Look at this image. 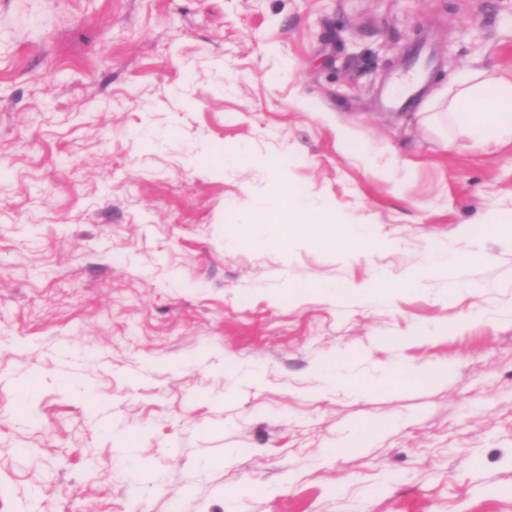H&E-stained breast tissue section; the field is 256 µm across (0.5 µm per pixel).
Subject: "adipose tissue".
I'll return each instance as SVG.
<instances>
[{"label": "adipose tissue", "mask_w": 512, "mask_h": 512, "mask_svg": "<svg viewBox=\"0 0 512 512\" xmlns=\"http://www.w3.org/2000/svg\"><path fill=\"white\" fill-rule=\"evenodd\" d=\"M463 126L474 138L488 141L512 138V83L492 78H467L460 81L445 111L430 112L426 122L442 120ZM344 219L331 210L312 204L301 194L288 199L271 198L244 224L247 235L270 233L281 227L282 240H292L311 246L340 242L350 248H375L376 243L357 232L345 231Z\"/></svg>", "instance_id": "1"}]
</instances>
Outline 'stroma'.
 <instances>
[{
  "label": "stroma",
  "instance_id": "obj_1",
  "mask_svg": "<svg viewBox=\"0 0 512 512\" xmlns=\"http://www.w3.org/2000/svg\"><path fill=\"white\" fill-rule=\"evenodd\" d=\"M481 72L512 0H0V512H512V142L420 121ZM277 188L383 247L239 240ZM413 70L419 72L418 78L403 91L388 89L382 94V104L386 109L403 111L409 108L424 92L425 78L433 64V55L425 46L415 50ZM480 257L481 254L477 249L465 253H456L449 261L446 254L443 259L432 262L428 268L436 274L446 276L448 292L454 293L463 284L458 278L461 268L478 261ZM401 282L391 283L385 279H374L370 283L354 285L346 289L348 297L356 302H363L376 297H387L389 288H397Z\"/></svg>",
  "mask_w": 512,
  "mask_h": 512
}]
</instances>
